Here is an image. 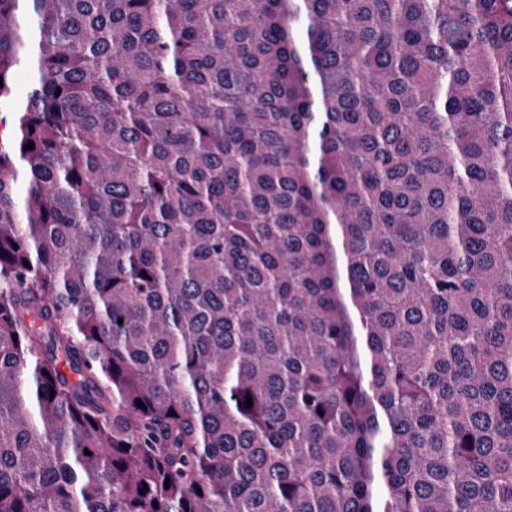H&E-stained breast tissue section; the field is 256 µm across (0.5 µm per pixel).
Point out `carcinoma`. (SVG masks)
Wrapping results in <instances>:
<instances>
[{
	"label": "carcinoma",
	"instance_id": "carcinoma-1",
	"mask_svg": "<svg viewBox=\"0 0 512 512\" xmlns=\"http://www.w3.org/2000/svg\"><path fill=\"white\" fill-rule=\"evenodd\" d=\"M0 78V512H512V0H0Z\"/></svg>",
	"mask_w": 512,
	"mask_h": 512
}]
</instances>
